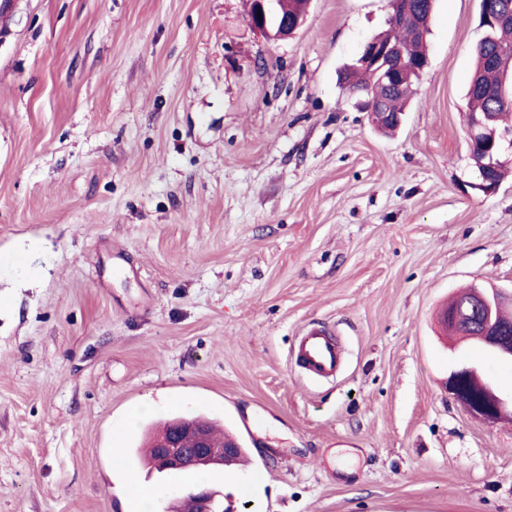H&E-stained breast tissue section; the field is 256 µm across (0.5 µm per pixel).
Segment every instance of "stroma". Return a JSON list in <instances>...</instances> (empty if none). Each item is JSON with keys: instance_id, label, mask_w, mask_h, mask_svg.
I'll list each match as a JSON object with an SVG mask.
<instances>
[{"instance_id": "35a3bbf8", "label": "stroma", "mask_w": 512, "mask_h": 512, "mask_svg": "<svg viewBox=\"0 0 512 512\" xmlns=\"http://www.w3.org/2000/svg\"><path fill=\"white\" fill-rule=\"evenodd\" d=\"M250 0H14L0 17V512H130L205 483L236 512H512V426L472 419L437 313L512 289V174L473 187L480 0H436L428 64L379 133L339 73L390 0H312L284 40ZM322 326L336 377L291 357ZM248 449L149 470L159 423Z\"/></svg>"}]
</instances>
